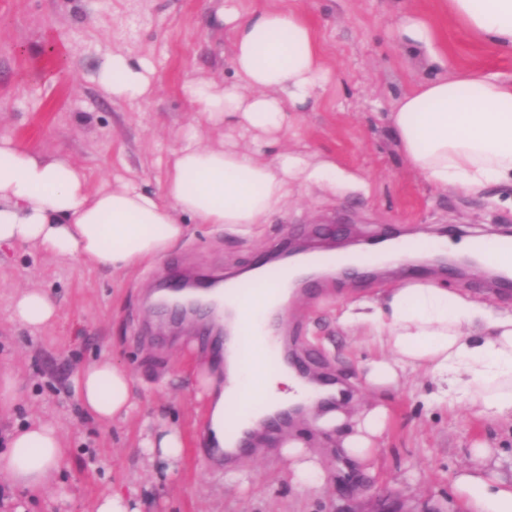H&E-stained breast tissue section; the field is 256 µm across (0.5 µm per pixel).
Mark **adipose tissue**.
I'll use <instances>...</instances> for the list:
<instances>
[{
	"mask_svg": "<svg viewBox=\"0 0 512 512\" xmlns=\"http://www.w3.org/2000/svg\"><path fill=\"white\" fill-rule=\"evenodd\" d=\"M448 17L474 38L512 48V0H448ZM219 18L232 35V76L191 82L183 93L209 124L223 126V143L201 145L197 128L184 129L156 194L130 182L90 189L84 167L68 154L37 152L0 136V247L33 245L120 274L176 246L186 220L247 229L269 223L300 189L348 181L335 161L284 145L290 114L315 107L328 82L311 26L295 10L248 9L243 0H224ZM399 36L429 70L388 115L405 158L440 190L479 195L492 185L512 188V76L458 65L420 17L404 16ZM154 76L148 58L120 49L97 69L102 93L133 106L152 97ZM10 312L35 330L58 315L37 288L16 294ZM339 323L375 348L366 378L378 391L421 371L432 381L426 403L451 409L468 401L486 419L512 416V313L416 282L349 304ZM236 375L244 386L238 398L249 405L302 397L288 372L244 365ZM72 385L99 422L124 419L135 407L132 375L111 360L77 372ZM324 425L362 466L386 427V411L376 407L351 418L339 411ZM6 439L0 473L20 489L49 486L68 455L49 423L13 428ZM453 485L468 512H512V484L469 468Z\"/></svg>",
	"mask_w": 512,
	"mask_h": 512,
	"instance_id": "obj_1",
	"label": "adipose tissue"
}]
</instances>
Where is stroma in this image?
Wrapping results in <instances>:
<instances>
[{
    "instance_id": "stroma-1",
    "label": "stroma",
    "mask_w": 512,
    "mask_h": 512,
    "mask_svg": "<svg viewBox=\"0 0 512 512\" xmlns=\"http://www.w3.org/2000/svg\"><path fill=\"white\" fill-rule=\"evenodd\" d=\"M325 51L330 78L317 106L291 120L289 146L334 158L360 186L302 189L268 224L240 233L193 224L183 242L124 275L79 261H55L29 245L0 249V373L21 397L0 413V438L32 421L58 426L69 456L53 484L26 493L0 476V512H94L105 493L133 496L139 512H465L453 481L478 467L512 482V418L481 417L475 406H427L421 372L395 391L377 393L364 379L372 350L337 323L352 300L375 296L403 280L379 270L359 280L318 282L287 315L290 345L310 351L316 367L336 372L354 414L384 404L387 427L369 464L357 469L331 435L307 417L292 421L273 449L241 454L247 488L225 483L204 454L207 407L199 376L210 367L203 321L172 329L147 308L150 293L172 269L227 275L251 269L284 241L317 246L392 234L433 238L441 231L497 235L512 228V192L479 196L435 190L401 154L387 122L393 100L423 78L426 67L396 34L404 14H417L462 63L512 75V52L468 40L448 20L444 0H288ZM221 0H0V134L20 145L62 150L85 168L91 187L130 178L160 192L165 162L182 129L196 125L205 146L219 144L220 126L205 124L183 87L230 76V33L218 18ZM122 49L149 58L152 98L141 106L103 97L95 72ZM425 279L498 310L512 311L504 292L478 271L428 270ZM44 289L58 319L34 333L10 318L17 292ZM102 356L135 380L139 412L103 424L84 411L71 379ZM178 425L185 443L176 476L162 462L146 464L139 448L148 423ZM298 442L315 456L325 482L299 490L282 452Z\"/></svg>"
}]
</instances>
